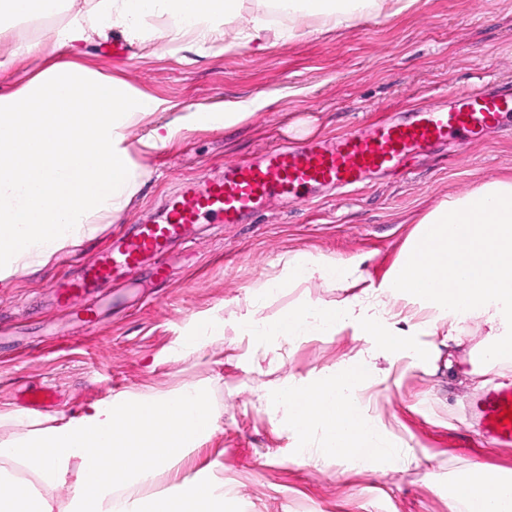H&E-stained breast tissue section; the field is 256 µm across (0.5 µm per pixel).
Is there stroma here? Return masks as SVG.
Returning <instances> with one entry per match:
<instances>
[{
	"label": "stroma",
	"instance_id": "35a3bbf8",
	"mask_svg": "<svg viewBox=\"0 0 512 512\" xmlns=\"http://www.w3.org/2000/svg\"><path fill=\"white\" fill-rule=\"evenodd\" d=\"M103 46L84 44L81 64L165 101V120L218 101L250 100L256 111L226 128H182L165 148L134 155L145 177L119 218L48 262L15 267L0 282V414L25 410L36 388L52 390L54 415L120 392L207 382L220 428L198 451L197 464L223 484L233 512H464L449 499L454 478L477 464L490 474H512V447L482 445L466 415L483 383L512 380V362L475 374L472 358L487 343L480 324H466L457 343L417 337L429 352L422 361L374 349L351 327L284 350L254 346L236 326L251 308L249 288L278 274L296 253L360 261L369 280L380 283L414 216L480 179L512 173V129L449 142L402 180L376 178L310 202L273 200L221 231L201 226L194 243L173 247L167 280L145 269L104 285L91 300L96 322L75 319L54 295L56 283L78 277L113 232L159 213L203 171L282 140L331 138L379 116L396 118L489 79L512 80V0H418L410 12L279 41L259 55L241 46L200 59L190 46L174 52L159 40L131 45L125 59L115 60ZM352 294L342 285L303 282L269 297L260 315L271 320L301 301L334 305ZM213 309L224 316L223 340L171 359L188 320ZM361 356L371 363L372 379L361 405L388 433L393 458L375 468L299 452L264 394L285 377L303 380Z\"/></svg>",
	"mask_w": 512,
	"mask_h": 512
}]
</instances>
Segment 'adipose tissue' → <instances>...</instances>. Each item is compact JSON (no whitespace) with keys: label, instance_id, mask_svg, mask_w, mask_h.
<instances>
[{"label":"adipose tissue","instance_id":"ef3b65f1","mask_svg":"<svg viewBox=\"0 0 512 512\" xmlns=\"http://www.w3.org/2000/svg\"><path fill=\"white\" fill-rule=\"evenodd\" d=\"M272 0H92L51 36L24 43L20 23L56 14L66 0H0V48L10 62L38 55L41 66L15 91L0 95V281L19 263L48 261L130 204L139 176L132 155L166 147L176 128L163 121L164 101L132 90L77 62L82 43L121 32L143 46L157 39H190L198 56H217L242 45L255 51L270 39L288 41L316 32L354 28L371 17L394 16L418 0H288V24L268 20ZM453 256L467 279L440 284L423 270L435 256ZM300 281L362 285L341 305L305 303L267 320L265 300ZM252 310L238 321L240 335L282 344L351 326L377 348L398 353L414 336L446 329L459 341L466 323H483L492 363L512 359V175L481 180L468 191L430 207L378 286L368 285L359 263L297 253L281 274L251 290ZM224 337V318L195 315L174 352L203 351ZM369 363L360 357L321 369L300 383L284 380L268 400L302 444L326 455L380 466L392 443L362 410L358 392ZM17 426L0 439V512H52L43 492L60 486L67 512H224V494L193 452L218 430L205 386L187 383L156 393L120 392L84 410L41 419L15 411ZM26 468L34 482L21 480ZM74 481H67L68 472ZM453 502L481 498L486 512H512V480L497 489L480 470L457 477Z\"/></svg>","mask_w":512,"mask_h":512}]
</instances>
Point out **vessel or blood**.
Returning <instances> with one entry per match:
<instances>
[{"mask_svg":"<svg viewBox=\"0 0 512 512\" xmlns=\"http://www.w3.org/2000/svg\"><path fill=\"white\" fill-rule=\"evenodd\" d=\"M512 119V86L483 85L442 102L412 109L405 119L384 118L370 129L312 140L298 146L275 143L260 156L241 158L221 175L186 183L173 194L160 219L113 235L82 275L59 285L60 304L76 317L94 321L88 303L101 285L135 276L146 266L166 278L163 262L172 243L186 239L194 225L240 224L271 197L305 200L322 188H348L383 175H401L418 157L449 137L477 138ZM469 419L492 447H512V383L496 382L473 401Z\"/></svg>","mask_w":512,"mask_h":512,"instance_id":"obj_1","label":"vessel or blood"}]
</instances>
